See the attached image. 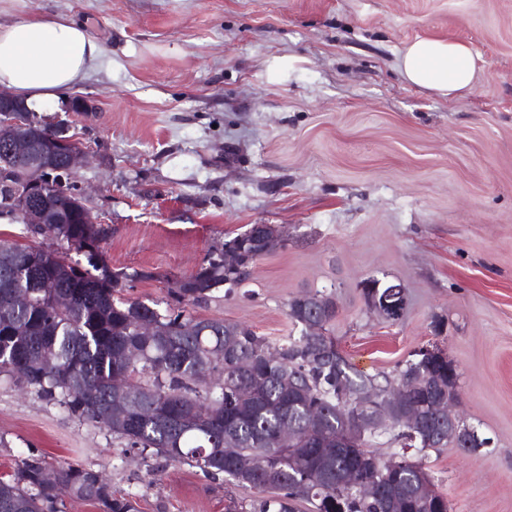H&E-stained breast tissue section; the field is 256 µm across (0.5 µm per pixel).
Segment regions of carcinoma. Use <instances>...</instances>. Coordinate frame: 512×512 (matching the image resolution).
<instances>
[{
	"label": "carcinoma",
	"mask_w": 512,
	"mask_h": 512,
	"mask_svg": "<svg viewBox=\"0 0 512 512\" xmlns=\"http://www.w3.org/2000/svg\"><path fill=\"white\" fill-rule=\"evenodd\" d=\"M24 126L0 117V144L23 137L47 149L45 163L65 165L72 144L35 112H17ZM46 223L19 244L0 237V376L18 380L62 405L80 421L97 424L127 447L166 463H188L212 477L266 494L258 512H297L301 500L315 512H450L422 464L402 455L383 459L375 440L393 435L420 452L453 444L476 452L480 436L448 440V422L431 406L448 398V354L439 347L398 366L393 375L368 376L342 354L333 325L336 298L320 290L288 302L300 328L293 342L271 347L265 338L224 319L185 316L213 293L250 279L262 257L258 228L209 250L188 277L174 282L165 309L127 298L126 289L153 278L146 271H114L104 260L111 228L89 222L82 200L49 187L41 200ZM244 249L238 268L224 265V250ZM86 263H81V260ZM65 297L60 308L56 299ZM155 324L151 336L140 324ZM416 380L386 424L351 413L373 388L377 393ZM419 412V425L404 422ZM292 437L281 438V428ZM378 487L366 498L351 481ZM101 512H138L137 502L112 491L103 471L64 463L49 469L37 456L0 478V512H61L65 499Z\"/></svg>",
	"instance_id": "cac0c4a2"
}]
</instances>
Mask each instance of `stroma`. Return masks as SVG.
Instances as JSON below:
<instances>
[{"mask_svg":"<svg viewBox=\"0 0 512 512\" xmlns=\"http://www.w3.org/2000/svg\"><path fill=\"white\" fill-rule=\"evenodd\" d=\"M62 15L104 57L74 88L92 156L76 180L111 224L133 297L167 300L209 249L283 226L231 295L186 314L299 336L288 301L333 290L334 334L362 373L423 347L460 373L465 424L489 440L418 459L451 512H512V0H0V18ZM422 37L462 41L476 86L445 98L406 81ZM398 282L396 323L362 284ZM103 470L140 512H254L261 495L187 464L142 459L98 425L0 377V476L30 456Z\"/></svg>","mask_w":512,"mask_h":512,"instance_id":"1","label":"stroma"}]
</instances>
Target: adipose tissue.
<instances>
[{
    "label": "adipose tissue",
    "instance_id": "adipose-tissue-1",
    "mask_svg": "<svg viewBox=\"0 0 512 512\" xmlns=\"http://www.w3.org/2000/svg\"><path fill=\"white\" fill-rule=\"evenodd\" d=\"M102 56L100 43L69 18L0 21V87L28 108L66 100ZM400 68L408 82L449 97L474 89L477 58L466 43L422 38L405 47Z\"/></svg>",
    "mask_w": 512,
    "mask_h": 512
}]
</instances>
